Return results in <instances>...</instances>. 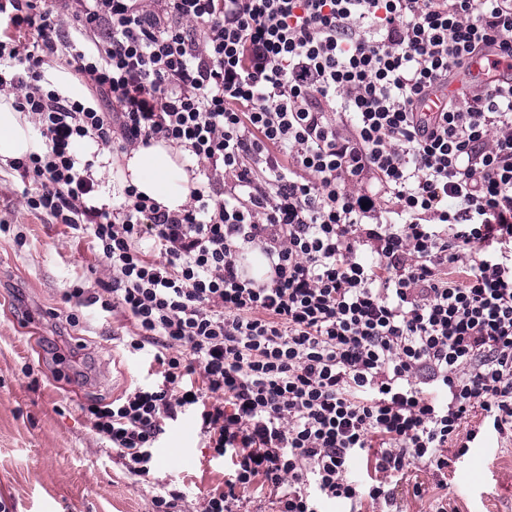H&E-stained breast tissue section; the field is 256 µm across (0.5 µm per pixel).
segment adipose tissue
Segmentation results:
<instances>
[{
  "label": "adipose tissue",
  "mask_w": 512,
  "mask_h": 512,
  "mask_svg": "<svg viewBox=\"0 0 512 512\" xmlns=\"http://www.w3.org/2000/svg\"><path fill=\"white\" fill-rule=\"evenodd\" d=\"M43 151L44 144L34 134L28 116L15 109L12 97L0 95V162ZM186 156L183 148L164 141L137 147L116 158L107 153L101 155L89 174L96 181L109 175L111 185L99 189L95 205L111 206L113 194L131 186L162 208L180 211L200 182L199 176L188 171Z\"/></svg>",
  "instance_id": "adipose-tissue-1"
}]
</instances>
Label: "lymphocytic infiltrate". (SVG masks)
Masks as SVG:
<instances>
[{"label":"lymphocytic infiltrate","mask_w":512,"mask_h":512,"mask_svg":"<svg viewBox=\"0 0 512 512\" xmlns=\"http://www.w3.org/2000/svg\"><path fill=\"white\" fill-rule=\"evenodd\" d=\"M500 51L512 0H0V91L46 146L12 164L24 203L91 237L109 279L66 297L132 320L147 359L90 414L130 475L187 413L231 463L204 512L255 485L277 512L390 506L482 424L512 436V74L417 111ZM88 140L184 147L200 185L178 212L131 188L96 208ZM456 85L457 84L453 83L440 85L430 92L420 107V112L424 113L423 116L425 119L432 120L435 118L437 112H440L444 103L448 99V95L452 94L456 90Z\"/></svg>","instance_id":"lymphocytic-infiltrate-1"}]
</instances>
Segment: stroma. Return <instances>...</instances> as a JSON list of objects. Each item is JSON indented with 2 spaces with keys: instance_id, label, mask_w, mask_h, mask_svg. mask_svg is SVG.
Listing matches in <instances>:
<instances>
[{
  "instance_id": "1",
  "label": "stroma",
  "mask_w": 512,
  "mask_h": 512,
  "mask_svg": "<svg viewBox=\"0 0 512 512\" xmlns=\"http://www.w3.org/2000/svg\"><path fill=\"white\" fill-rule=\"evenodd\" d=\"M22 188L18 172L0 165V497L13 512H153L165 487L180 494L174 512H203L229 471L195 418L166 420L147 480L130 475L94 431L85 406L121 396L144 365L112 338L122 318L65 300L67 288L97 287L108 272L90 238L27 210ZM54 343L66 361L54 358ZM395 496L402 512H432L441 496L448 512H512V440L483 429L453 460L445 486L421 469Z\"/></svg>"
}]
</instances>
